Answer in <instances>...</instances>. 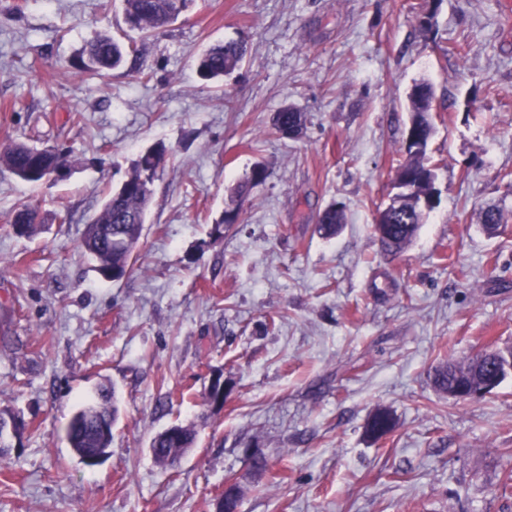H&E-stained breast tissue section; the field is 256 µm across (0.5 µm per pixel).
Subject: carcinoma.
Instances as JSON below:
<instances>
[{
  "label": "carcinoma",
  "mask_w": 512,
  "mask_h": 512,
  "mask_svg": "<svg viewBox=\"0 0 512 512\" xmlns=\"http://www.w3.org/2000/svg\"><path fill=\"white\" fill-rule=\"evenodd\" d=\"M196 0H122L125 21L130 28L144 36L167 27L176 21ZM246 56V46L241 41H222L213 44L197 55L195 59L198 75L213 83H224V76L240 68ZM137 58V48L126 45L106 33H99L88 40L79 57L77 71L91 80L113 70L123 68L129 59ZM432 89L427 83H418L410 93V123L421 127L426 136L433 137L434 127L428 119L432 110ZM305 119L294 107H285L275 113L271 132L282 136L293 130L301 134ZM166 154V147L157 144L134 161L125 180L110 189L103 198L102 208L94 221L85 227L82 251L96 263V270L104 278L112 279V273L124 277L134 263V253L141 238L147 213L152 201L153 185L158 169ZM61 162L70 164L66 152L57 146L40 148L28 143H9L0 148V165L7 168L20 180L42 183V170ZM403 168L407 175L416 180L423 172H435L426 150L415 153L405 152ZM266 178V170L255 165L231 192V198L240 199ZM429 192L426 184L411 187L404 196L403 206L384 213L388 223L375 225V232L383 250L391 255L401 252L417 233L422 214L416 212L412 201H418ZM238 208L224 211L216 220L213 232L223 237V230L237 223ZM38 213L34 208L17 212L13 223L23 224L21 236H31L36 231ZM343 222V211L331 204L318 217V231L325 237L336 235ZM507 362L497 352L483 359L468 357L450 360L437 366L433 373V384L437 391L448 392L470 390L482 384L495 381V385L506 378L508 372L499 367ZM120 416L115 391L108 386L97 390L96 396L79 405L66 428V439L70 448L80 458L90 453H107L112 443V429ZM396 426L389 410H376L370 417L366 433L371 436L382 431L390 434ZM197 440V432L180 424H172L152 439L151 447L156 455L167 457L179 448H191Z\"/></svg>",
  "instance_id": "obj_1"
}]
</instances>
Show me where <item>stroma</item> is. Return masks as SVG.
Wrapping results in <instances>:
<instances>
[{
	"instance_id": "1",
	"label": "stroma",
	"mask_w": 512,
	"mask_h": 512,
	"mask_svg": "<svg viewBox=\"0 0 512 512\" xmlns=\"http://www.w3.org/2000/svg\"><path fill=\"white\" fill-rule=\"evenodd\" d=\"M98 32L137 45L138 72L82 79L72 63ZM230 39L245 63L204 82L194 54ZM418 82L440 205L391 256L374 225ZM287 105L306 115L300 139L270 132ZM9 140L63 145L73 170L33 186L0 166V413L25 423L0 457V512H212L230 478L239 512H512V375L481 399L431 382L439 362L512 344V0H197L147 38L121 0H0ZM157 143L133 268L104 280L85 226ZM258 162L266 180L212 239ZM27 204L40 223L21 237ZM330 204L345 220L325 238ZM217 375L221 408L206 400ZM102 384L120 418L90 468L65 430ZM378 408L397 427L375 441ZM174 423L197 441L165 467L150 442ZM432 97L431 86L427 83L415 84L410 93V124L421 127L430 139L434 134V127L428 119L432 110Z\"/></svg>"
}]
</instances>
